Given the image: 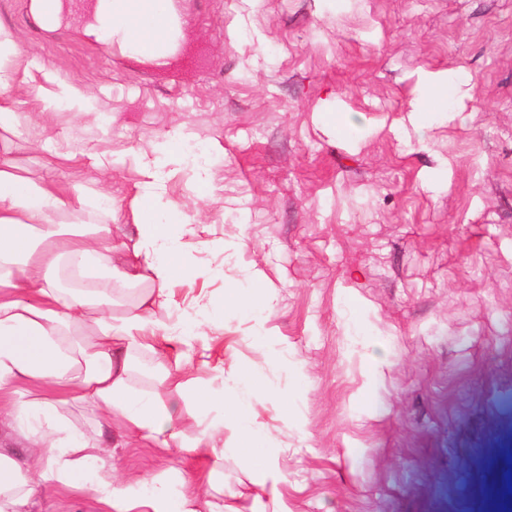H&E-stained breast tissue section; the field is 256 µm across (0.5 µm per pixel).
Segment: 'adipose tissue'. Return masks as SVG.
<instances>
[{"label":"adipose tissue","mask_w":512,"mask_h":512,"mask_svg":"<svg viewBox=\"0 0 512 512\" xmlns=\"http://www.w3.org/2000/svg\"><path fill=\"white\" fill-rule=\"evenodd\" d=\"M93 0L83 33L105 34L140 62L165 64L151 44L146 25L174 15L172 0ZM166 202L152 185L141 186L132 201L136 237L125 266L112 262V223L122 213L107 184L93 191L73 187L69 200L15 173L0 162V422L23 426L25 457L0 448V512H25L45 489L61 486L91 490L106 512H234L224 505V425L238 433L237 447L261 444L262 464L252 466L253 481L270 489L262 512H289L278 485L283 480L272 437L256 422V407L270 392L256 377L211 363L194 348L208 335L216 316L232 308L249 319L270 310L269 298L255 300L261 278L251 275L245 288H229L222 301L194 298L176 320L158 319L168 309L174 286L201 275L198 253L207 246L199 229L182 225L172 232L160 223ZM97 210V224H59L63 208ZM87 280L74 291L59 288L53 271L60 264ZM138 285L134 303L117 310V300ZM163 346L173 361L158 360L159 391L138 387L134 356ZM214 382L200 380L199 369ZM233 387L225 389L222 380ZM200 417L196 436L177 430L173 399ZM97 408L105 423L122 431L115 441L157 443L184 458L210 464L213 481L182 491L181 472L168 469L150 483L124 482L101 441L70 426L62 410L70 403Z\"/></svg>","instance_id":"obj_1"}]
</instances>
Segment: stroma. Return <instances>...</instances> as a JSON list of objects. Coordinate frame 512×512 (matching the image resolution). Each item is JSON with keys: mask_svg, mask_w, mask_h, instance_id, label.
<instances>
[{"mask_svg": "<svg viewBox=\"0 0 512 512\" xmlns=\"http://www.w3.org/2000/svg\"><path fill=\"white\" fill-rule=\"evenodd\" d=\"M66 2L48 32L31 0H0L7 97L40 116L0 135V160L62 197L109 177L127 204L152 179L143 152L180 139L161 221L224 249L160 317L262 273L267 319L226 310L206 342L225 373L288 392L258 420L288 450L292 512H489L512 465V0H173L187 52L161 67L80 36L86 0ZM431 73L462 96L419 132ZM114 462L209 472L151 443ZM224 484L238 512L268 499L230 453ZM30 512L99 508L49 488ZM17 54L16 43L9 29L0 23V94L4 96L15 80V70L6 65Z\"/></svg>", "mask_w": 512, "mask_h": 512, "instance_id": "1", "label": "stroma"}]
</instances>
